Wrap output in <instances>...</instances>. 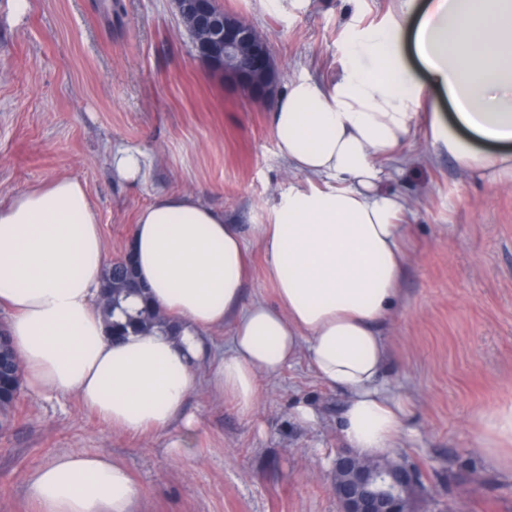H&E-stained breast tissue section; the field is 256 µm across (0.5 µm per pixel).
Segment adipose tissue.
<instances>
[{
  "instance_id": "ef3b65f1",
  "label": "adipose tissue",
  "mask_w": 512,
  "mask_h": 512,
  "mask_svg": "<svg viewBox=\"0 0 512 512\" xmlns=\"http://www.w3.org/2000/svg\"><path fill=\"white\" fill-rule=\"evenodd\" d=\"M414 49L456 115L435 138L465 167L512 164V0H400L397 18L358 33L325 81L294 80L270 115L279 153L303 179L259 225L275 303L244 300L250 254L237 225L193 193L156 196L135 215L130 246L148 294L178 327L113 340L98 293L108 265L82 182L58 178L0 203V308L24 391L69 394L131 435L179 426L190 454L189 395L204 389L251 418L261 380L306 358L345 397L341 433L366 456L408 435V403L385 382L383 328L406 263V206L382 192L381 158L397 155L425 97ZM499 147L489 156L476 142ZM229 329L224 353L209 336ZM474 450L512 473V402L474 417ZM37 512H133L144 491L109 453L64 452L25 476Z\"/></svg>"
}]
</instances>
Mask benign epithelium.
Wrapping results in <instances>:
<instances>
[{"label":"benign epithelium","instance_id":"benign-epithelium-1","mask_svg":"<svg viewBox=\"0 0 512 512\" xmlns=\"http://www.w3.org/2000/svg\"><path fill=\"white\" fill-rule=\"evenodd\" d=\"M205 0H175L178 14H191L205 32V41L192 45L197 59L215 68L224 57V76L236 82L248 96L273 100L278 77L268 42L255 40L252 28L226 14L219 16L204 7ZM339 475L334 486L341 512H408L399 491L419 484L415 469L394 462L382 475L364 466L357 453L340 452L333 461Z\"/></svg>","mask_w":512,"mask_h":512}]
</instances>
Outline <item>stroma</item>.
I'll return each instance as SVG.
<instances>
[{"label":"stroma","mask_w":512,"mask_h":512,"mask_svg":"<svg viewBox=\"0 0 512 512\" xmlns=\"http://www.w3.org/2000/svg\"><path fill=\"white\" fill-rule=\"evenodd\" d=\"M30 0L22 24L0 0V199L68 176L86 187L109 260L126 250L136 212L155 196L192 192L238 225L253 255L245 301H274L256 228L297 173L281 158L270 106L198 61L174 0ZM272 48L278 91L327 79L355 31L384 27L396 0H219ZM448 98L428 88L384 190L406 201L411 260L384 328L386 379L412 404L396 452L422 486L411 512H512V474L472 448L476 411L512 400V172L461 167L433 139ZM142 150L145 175L112 173L116 149ZM314 409L305 424L295 408ZM344 397L298 359L263 380L252 418L193 392L198 446L180 428L130 436L102 426L75 397L30 394L0 433V512H34L24 478L57 454L103 450L145 495L136 512H340L332 458Z\"/></svg>","instance_id":"stroma-1"}]
</instances>
